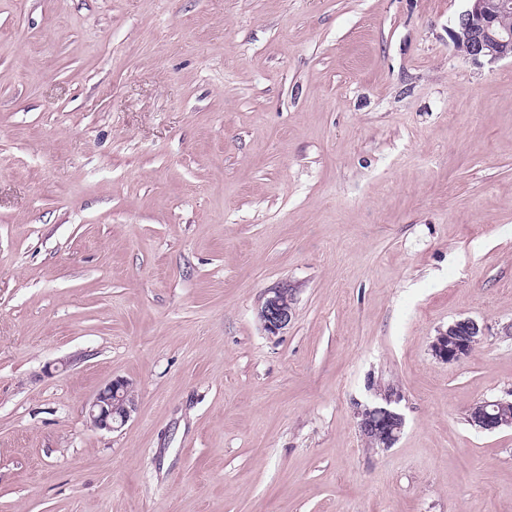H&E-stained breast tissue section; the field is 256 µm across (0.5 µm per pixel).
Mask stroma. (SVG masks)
I'll use <instances>...</instances> for the list:
<instances>
[{
    "label": "stroma",
    "mask_w": 512,
    "mask_h": 512,
    "mask_svg": "<svg viewBox=\"0 0 512 512\" xmlns=\"http://www.w3.org/2000/svg\"><path fill=\"white\" fill-rule=\"evenodd\" d=\"M467 6L0 0V512H512L468 422L512 398V60ZM468 8L459 16L450 30L454 46L465 49V56L478 61L496 62L512 58V31L496 29L495 19L511 7L506 0H467ZM500 22H496V26ZM288 286L271 289L258 309V318L269 336H277L288 325L293 311V300ZM481 335V329L475 321L468 318L456 320L435 337L432 343L433 354L442 362L459 363L469 357ZM136 409V398L130 382L115 378L101 388L88 406L87 416L94 429L117 431ZM396 397L391 390L384 395V403L358 405L355 416L361 435L376 441L383 448L392 447L402 434L404 417L392 407Z\"/></svg>",
    "instance_id": "stroma-1"
}]
</instances>
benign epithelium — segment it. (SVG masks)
Instances as JSON below:
<instances>
[{
    "label": "benign epithelium",
    "instance_id": "1",
    "mask_svg": "<svg viewBox=\"0 0 512 512\" xmlns=\"http://www.w3.org/2000/svg\"><path fill=\"white\" fill-rule=\"evenodd\" d=\"M468 8L450 30L453 44L465 49V56L478 61L496 62L512 58V31L495 28V19L512 6L508 0H468ZM293 311L292 298L286 287L271 289L258 309L265 332L277 336L288 325ZM481 338L478 324L468 318L459 319L438 334L432 343L436 359L456 364L471 354ZM393 392L384 395V403L358 405L355 416L361 435L383 448L393 446L402 434L404 417L392 407ZM136 409V398L130 382L115 378L101 388L88 406L90 424L97 430L122 428ZM468 421L479 431L493 432L512 428V401L497 399L476 403L469 410Z\"/></svg>",
    "mask_w": 512,
    "mask_h": 512
}]
</instances>
